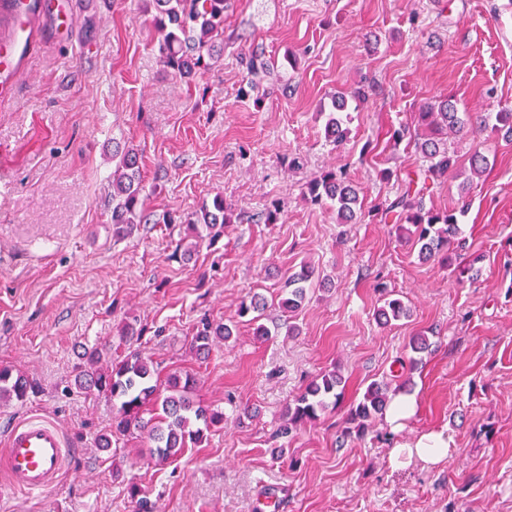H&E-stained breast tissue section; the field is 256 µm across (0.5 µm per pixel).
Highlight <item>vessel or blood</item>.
I'll return each instance as SVG.
<instances>
[{"label":"vessel or blood","mask_w":512,"mask_h":512,"mask_svg":"<svg viewBox=\"0 0 512 512\" xmlns=\"http://www.w3.org/2000/svg\"><path fill=\"white\" fill-rule=\"evenodd\" d=\"M8 27L0 33V44L12 49V56L0 66V104L12 101V85L37 41L36 12L28 0H11L5 10ZM67 448L61 428L54 422L32 418L12 426L6 448L0 454V469L18 490L40 492L56 484L66 464Z\"/></svg>","instance_id":"vessel-or-blood-1"}]
</instances>
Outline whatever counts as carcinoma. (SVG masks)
Returning a JSON list of instances; mask_svg holds the SVG:
<instances>
[{"instance_id":"carcinoma-1","label":"carcinoma","mask_w":512,"mask_h":512,"mask_svg":"<svg viewBox=\"0 0 512 512\" xmlns=\"http://www.w3.org/2000/svg\"><path fill=\"white\" fill-rule=\"evenodd\" d=\"M155 9L154 25L161 34L159 55L163 67L182 80L193 79L199 71L209 66L213 59L215 43L224 40V8L227 0H152ZM343 97L335 99L334 111L325 124V136L336 148L347 140L348 129L336 113L344 111ZM421 124L429 135L417 142L423 156V164L415 177H407L396 200L380 213V220H393L396 231L405 232L420 244L419 255L431 259L449 251L459 234V216L465 209L435 211L426 208L425 197L430 188L441 183L456 166V159L444 147V139L457 137L474 126L486 125V119L471 112H461L456 103L446 98L424 105L419 112ZM493 129L512 141V112H498L494 116ZM112 158L116 159L112 171V195L110 224L113 234L123 237L135 224L150 223L144 207L142 178L138 149L115 144ZM305 194L320 205L336 208L342 224H350L357 218L359 196L352 182L342 170L328 169L306 183ZM231 218L224 207V196L216 195L204 201L198 209L185 217V237L195 241L218 238L224 225ZM308 268L288 276L282 287L280 308L294 312L306 296L304 283L311 277ZM265 303L257 298L241 302L238 316L248 318L255 325L254 334L261 339L272 336L271 329L261 323ZM410 309L400 298H386L377 310L378 320L387 325L408 317ZM231 327L216 323L207 317L199 320L192 337L197 352L210 350L216 338L229 339ZM85 361L79 367L75 384L80 390L96 391L105 395L113 405L110 435L98 440L106 446L134 430L148 432L152 442L151 458L165 463L185 447L187 440L199 441L204 432L224 423V413L197 404L192 395L197 380L190 372L172 374L163 384L155 379L141 353L132 349L122 358L100 366L101 354L94 349L84 354ZM342 378L336 372L319 375L297 396L284 413L286 423L279 432L287 434L292 429L319 419L328 407V399L339 402L337 393ZM36 386L29 378L14 373L8 366H0V396L6 395L25 402ZM391 399L389 383L371 382L362 400L347 412L345 435L361 437L368 429V421L383 413ZM150 418H145V415Z\"/></svg>"}]
</instances>
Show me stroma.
<instances>
[{
  "mask_svg": "<svg viewBox=\"0 0 512 512\" xmlns=\"http://www.w3.org/2000/svg\"><path fill=\"white\" fill-rule=\"evenodd\" d=\"M39 27L42 45L0 108V366L38 392L0 396V440L38 416L70 448L42 493L10 491L0 471V512H135L132 483L154 512H255L269 492L279 512H512V141L488 128L447 139L457 169L426 203H470L450 265L422 260L370 216L422 163L411 135L391 139L417 131L422 105L512 109V0H230L220 56L189 83L160 63L144 0H55ZM255 56L272 75L252 83ZM361 82L370 96L348 101V139L334 148L332 102ZM116 140L139 150L145 206L172 223L113 236ZM477 148L488 168L460 193ZM333 167L359 190L358 223H338L305 194ZM218 193L232 223L217 242L179 251L181 218ZM272 209L277 223L258 222ZM304 267L306 299L285 315L280 284ZM255 293L266 321L294 332L258 340L237 315ZM388 293L410 316L384 327L375 311ZM204 316L233 335L200 358L191 340ZM126 322L142 328L135 347L161 375L195 373L194 399L224 413L163 465L139 431L100 448L112 404L74 386L85 350L125 355ZM419 334L433 347L399 378L416 398L402 434L380 416L363 437H344L349 405L390 380ZM333 370L342 402L273 438L288 403ZM441 429L456 443L447 462L391 468L397 437Z\"/></svg>",
  "mask_w": 512,
  "mask_h": 512,
  "instance_id": "obj_1",
  "label": "stroma"
}]
</instances>
